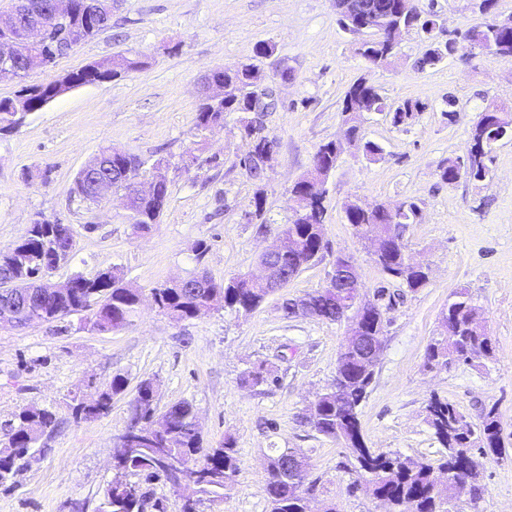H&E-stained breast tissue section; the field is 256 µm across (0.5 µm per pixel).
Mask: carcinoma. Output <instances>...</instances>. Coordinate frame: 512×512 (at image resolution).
I'll use <instances>...</instances> for the list:
<instances>
[{
	"label": "carcinoma",
	"mask_w": 512,
	"mask_h": 512,
	"mask_svg": "<svg viewBox=\"0 0 512 512\" xmlns=\"http://www.w3.org/2000/svg\"><path fill=\"white\" fill-rule=\"evenodd\" d=\"M117 0H73L75 18L73 23L83 28V41H88L112 22V7ZM49 0H16L13 12L27 23L37 24L46 18L45 5ZM361 21L371 25L376 33L372 41L362 46L360 54L370 64L378 67L388 65L397 53L402 35L412 30H423L433 24L432 18L403 13L401 0H354ZM464 40L481 51L494 55L506 62H512V29H497L485 22L469 29ZM456 41L434 42L431 49L419 60L421 68H432L451 56ZM144 62L137 55H118L99 71V81H110L122 74L137 70ZM252 64L226 67L213 76L230 84L228 96L223 100V111L212 112L206 103L198 105L195 122L199 130L208 129L216 119L237 111L240 105L238 93L249 89ZM20 91L28 93V101L39 103L50 97L54 87L47 84L23 86ZM364 105L369 112H382L383 99L375 87L358 79L345 92L342 114L349 123L347 134L360 137V124L351 114L356 105ZM422 105L406 101L393 110L392 121L404 125L414 117ZM24 113L12 111V99H0V132L13 130L23 119ZM497 133L512 137V113L488 111L479 115L469 134L467 152L468 171L466 175L483 180L488 174L487 160L492 147L486 145L489 135ZM248 149L245 152L252 162L247 174L255 181L263 179L265 168L263 158L266 152L278 145L277 139L262 127H253L249 133ZM314 161L324 168L336 167V143L327 142L319 146ZM142 162L128 152L112 147L100 150L95 158L92 174L87 179L76 178L72 193L80 199L98 202L94 184L99 179L120 182L128 177L136 178L141 173ZM137 216L134 228L140 233L149 232L159 223L165 206L157 205L145 198L132 202ZM348 223L362 226L368 235L387 233L398 240L393 249L373 258L374 263L394 282L415 290L427 282L422 267L408 261L402 242L400 228L415 222L419 207L414 202H405L392 211L383 204L370 211L354 206L345 209ZM281 233L294 240V247L284 255L268 261L273 267L298 274L312 263L322 252L320 234L315 232L310 217L294 210L288 223L282 225ZM66 240L60 237V225L43 220L30 225L25 237L17 245L27 260L31 274L36 275L50 268L54 246L65 247ZM72 286L67 293L49 294L42 288H28L19 301L17 320L20 322L52 323L71 314L88 311L94 329L109 332L132 322L138 311L142 290L126 281L117 269H107L90 280L82 275L71 278ZM157 308L164 314L178 320L196 317L214 302L238 312H251L269 296L268 288L254 283L249 288L238 287V278L231 277L218 284L211 277L193 276L184 280L182 286L169 288L161 286L151 289ZM317 315L322 320H341L342 306L336 303V296L326 288L311 293ZM478 308L469 293L462 289L453 293L448 307L442 312V321L447 335L430 343L426 349L427 363L432 367L446 368L455 362L473 363L486 359L493 353L490 336L482 322L476 319ZM385 331V317L381 306L371 310L363 324L360 336L370 338L381 336ZM374 378V369L365 365L356 352L339 354L336 376L332 383L311 404V427L320 435L334 441H346L350 456V471L355 482L367 486L371 495L387 505V512H448V501L455 495V482H440L442 473L456 472L470 485L473 497L482 494L479 484V465L472 464L460 448H472L493 455L506 451V440L501 430L496 406H491L482 416L481 424L475 426L451 403L439 397L429 401L426 412L427 422L437 441L443 448L436 463H423L397 453L379 452L369 447L363 437L358 410L366 398ZM269 371L259 364L243 373L241 385L259 387L268 382ZM126 389V380L113 377L107 391L100 395L98 415L102 416L111 408L112 396ZM155 384L151 381L140 383L135 402L141 413L132 415L123 433L125 451L120 456L119 468L114 470L112 483L106 490L97 512H143L144 493L128 480L138 475L145 480L168 478L170 462L182 460L196 467L194 485L187 487L189 495L183 512H197L201 498L209 496L224 498L231 490L233 479L239 469V458L231 439L216 448L203 447L201 431L198 429L195 410L188 401H180L169 407L167 433L169 438L156 439L148 435L145 420L154 411ZM16 422L10 424L6 433L7 442L0 449V485L12 481L18 461L33 448L40 436L55 424V415L45 409L28 407L15 415ZM288 467L282 450H274L269 456L267 480L264 491L271 512H306L304 490L286 483L282 472Z\"/></svg>",
	"instance_id": "carcinoma-1"
}]
</instances>
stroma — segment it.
Masks as SVG:
<instances>
[{
    "instance_id": "35a3bbf8",
    "label": "stroma",
    "mask_w": 512,
    "mask_h": 512,
    "mask_svg": "<svg viewBox=\"0 0 512 512\" xmlns=\"http://www.w3.org/2000/svg\"><path fill=\"white\" fill-rule=\"evenodd\" d=\"M413 3L435 13L434 36H405L385 69L360 55L361 36L339 28L335 0H120L111 28L29 71L27 84L40 85L127 52L144 62L113 80L70 89L0 138V252L14 248L36 219H58L69 225L75 247L49 274L51 283L117 267L143 296L133 321L112 332L95 330L86 312L0 327V445L22 408L56 414L15 481L0 486V512H97L113 477L114 443L145 380L159 385L156 414L189 401L205 446L227 437L236 444L232 490L203 501L199 512H271L266 457L277 448L308 457V479L316 484L309 512H323L328 503L338 512H383L355 485L342 445L304 421L335 376L346 322L288 317L281 309L284 300L324 287L340 254L355 261L364 298L383 288L393 294L374 380L359 411L368 446L426 463L439 459L442 448L426 417L434 395L475 425L484 408L497 406L503 432H512V139L493 146L484 180L449 185L439 177L448 162L465 158L470 129L486 107L512 108V62L462 40L486 18L512 19V0H495L488 14L481 0ZM433 39L459 40V49L420 69ZM262 43L270 48L264 56L256 53ZM250 63L265 72L277 97L262 122L279 147L259 181L238 164L247 149L239 114L209 131L195 127L207 71ZM359 78L389 106L361 130L381 152L369 159L349 147L342 154L327 184L326 248L319 258L249 313L219 304L175 320L159 311L151 288L202 271L218 282L258 273L261 253L292 215V185L321 144L343 139L342 99ZM407 100L422 104V112L409 125H393L390 108ZM105 146L138 155L146 174L163 168L169 200L150 233L130 224L120 194L95 204L73 197L78 172ZM259 197L264 215L257 221L250 214ZM351 200L364 207L418 204L420 215L403 228L402 240L411 261L428 269L423 287L393 283L375 265L345 218ZM200 242L207 246L201 256ZM462 288L480 309L493 354L475 365L429 368L426 348L444 335L441 313ZM261 361L271 372L268 383L243 387L242 374ZM116 375L127 387L113 396L110 411L76 420L74 400L94 399ZM480 472L483 494L475 500L461 490L451 512H512V452L481 458Z\"/></svg>"
}]
</instances>
